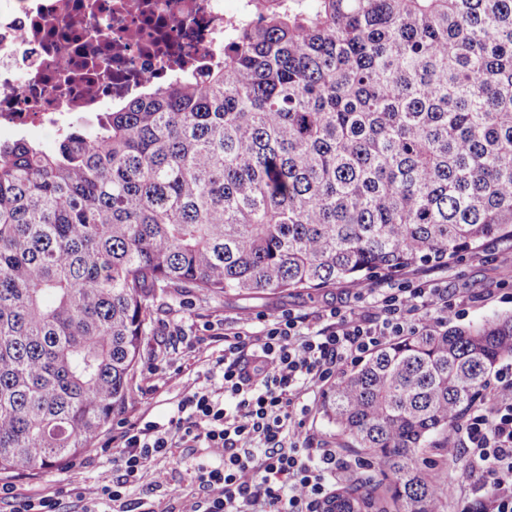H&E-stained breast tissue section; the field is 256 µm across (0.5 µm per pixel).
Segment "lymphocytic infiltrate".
I'll use <instances>...</instances> for the list:
<instances>
[{"mask_svg":"<svg viewBox=\"0 0 512 512\" xmlns=\"http://www.w3.org/2000/svg\"><path fill=\"white\" fill-rule=\"evenodd\" d=\"M471 283L462 299L420 279L405 288H356V306L325 309L316 322L285 311L225 328L216 361L219 387L186 383L167 423L123 421L116 442L123 474L116 482L77 485L84 512L127 499L141 471L170 448H205L194 479L208 495L193 512H322L335 495L337 449L313 447L306 430L311 394L381 346L448 318L481 298ZM491 403L475 405L444 454L462 466L449 485L448 512H512V362L495 374Z\"/></svg>","mask_w":512,"mask_h":512,"instance_id":"obj_1","label":"lymphocytic infiltrate"}]
</instances>
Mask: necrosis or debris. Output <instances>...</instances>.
<instances>
[{
  "label": "necrosis or debris",
  "instance_id": "4bbe7bcc",
  "mask_svg": "<svg viewBox=\"0 0 512 512\" xmlns=\"http://www.w3.org/2000/svg\"><path fill=\"white\" fill-rule=\"evenodd\" d=\"M235 18L224 0H0V130L64 134L210 59Z\"/></svg>",
  "mask_w": 512,
  "mask_h": 512
}]
</instances>
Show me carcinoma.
<instances>
[{"mask_svg": "<svg viewBox=\"0 0 512 512\" xmlns=\"http://www.w3.org/2000/svg\"><path fill=\"white\" fill-rule=\"evenodd\" d=\"M0 143V474L66 464L130 395L162 295L363 285L512 238V0H246L224 56ZM512 314L398 338L326 390L325 512H440L424 463Z\"/></svg>", "mask_w": 512, "mask_h": 512, "instance_id": "1", "label": "carcinoma"}]
</instances>
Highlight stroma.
<instances>
[{
	"label": "stroma",
	"mask_w": 512,
	"mask_h": 512,
	"mask_svg": "<svg viewBox=\"0 0 512 512\" xmlns=\"http://www.w3.org/2000/svg\"><path fill=\"white\" fill-rule=\"evenodd\" d=\"M420 277L432 280L452 295L461 294L471 282L482 283L483 300L468 305L464 314L457 317V324L465 325L512 313V239L489 240L475 252L446 266L411 268L392 278L372 280L371 285L395 288ZM347 289V284L339 283L308 293H230L218 301H203L193 296L161 297L158 300L161 312L142 338L140 363L131 395L141 399V411L149 419L166 422L182 397L186 380L194 379L206 384L214 377L212 361L221 355L224 343L209 340L203 348H196L200 325L206 322L218 326L231 325L237 318L258 311L276 314L288 309L313 315L335 305ZM154 364L165 367L168 375L166 386L155 393L150 390L153 383L150 367ZM132 413L128 405L116 410L111 423L102 429L92 446L84 449L71 463L33 475L1 474L0 484L11 487L15 495L21 497L42 492L59 493L62 512H82L83 503L66 491L71 478L94 486L112 483L121 476V450L113 444L112 436L118 421ZM207 456L208 451L204 448L171 449L168 455L156 458L142 471L138 483L129 490L130 500L146 502L152 512H167L170 506L168 497L153 489L155 481L163 478L180 493L179 512H189L192 504L205 495L194 479L192 466Z\"/></svg>",
	"instance_id": "35a3bbf8"
}]
</instances>
